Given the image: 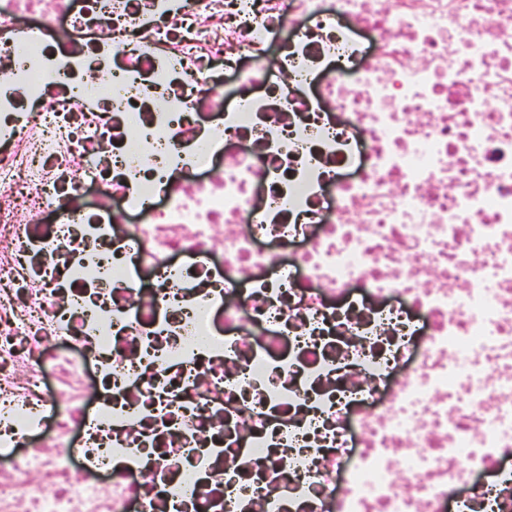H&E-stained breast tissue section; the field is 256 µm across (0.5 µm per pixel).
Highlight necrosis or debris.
Returning <instances> with one entry per match:
<instances>
[{
  "instance_id": "obj_1",
  "label": "necrosis or debris",
  "mask_w": 512,
  "mask_h": 512,
  "mask_svg": "<svg viewBox=\"0 0 512 512\" xmlns=\"http://www.w3.org/2000/svg\"><path fill=\"white\" fill-rule=\"evenodd\" d=\"M512 0H0V512H512Z\"/></svg>"
}]
</instances>
